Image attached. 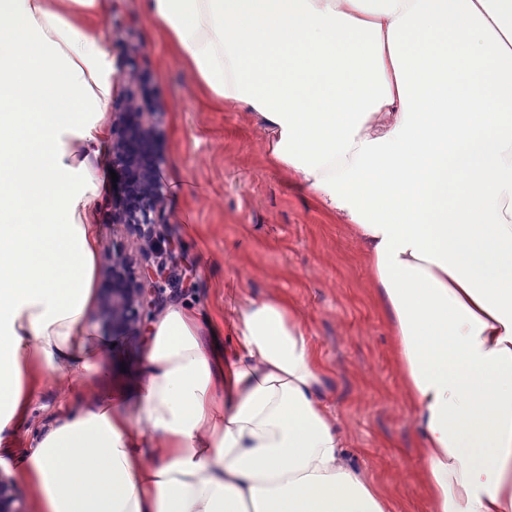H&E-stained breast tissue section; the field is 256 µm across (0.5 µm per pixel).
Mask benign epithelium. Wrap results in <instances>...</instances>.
Segmentation results:
<instances>
[{
    "instance_id": "benign-epithelium-1",
    "label": "benign epithelium",
    "mask_w": 512,
    "mask_h": 512,
    "mask_svg": "<svg viewBox=\"0 0 512 512\" xmlns=\"http://www.w3.org/2000/svg\"><path fill=\"white\" fill-rule=\"evenodd\" d=\"M148 116L147 112H119L112 125V151L131 171L126 188L142 195V203L135 209L114 207L112 223L137 226L143 239L141 250L153 254V259L134 268L125 244L112 240L104 268L112 287L102 291L96 319L114 334L143 330L162 290L185 287L186 267L179 251L170 238L155 233L162 213V191L156 167L145 163L149 148L144 123ZM18 502L15 485L0 472V512H24Z\"/></svg>"
}]
</instances>
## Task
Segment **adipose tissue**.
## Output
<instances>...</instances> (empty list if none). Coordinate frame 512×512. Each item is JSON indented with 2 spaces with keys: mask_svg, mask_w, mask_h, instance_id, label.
Wrapping results in <instances>:
<instances>
[{
  "mask_svg": "<svg viewBox=\"0 0 512 512\" xmlns=\"http://www.w3.org/2000/svg\"><path fill=\"white\" fill-rule=\"evenodd\" d=\"M110 0H0V441L40 373L96 377L16 465L37 512H386L351 469L307 328L236 311V351L176 304L149 326L139 420L103 369L96 213ZM176 59L266 131L348 224L424 444L432 512H512V0H147Z\"/></svg>",
  "mask_w": 512,
  "mask_h": 512,
  "instance_id": "adipose-tissue-1",
  "label": "adipose tissue"
}]
</instances>
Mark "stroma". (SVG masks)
<instances>
[{"instance_id":"35a3bbf8","label":"stroma","mask_w":512,"mask_h":512,"mask_svg":"<svg viewBox=\"0 0 512 512\" xmlns=\"http://www.w3.org/2000/svg\"><path fill=\"white\" fill-rule=\"evenodd\" d=\"M145 3L112 0L99 32L116 75L152 92L149 141L165 204L160 229L194 271L193 287L165 289L162 304L187 303L209 317L227 353L238 303L276 298L293 308L311 332L347 463L376 488L387 512H430L420 435L358 240L271 164L268 137L248 112L225 108L188 75ZM145 339L113 336L101 356L132 417ZM95 396L93 382H74L67 367L44 371L23 428L10 445L0 444V471L61 409Z\"/></svg>"}]
</instances>
